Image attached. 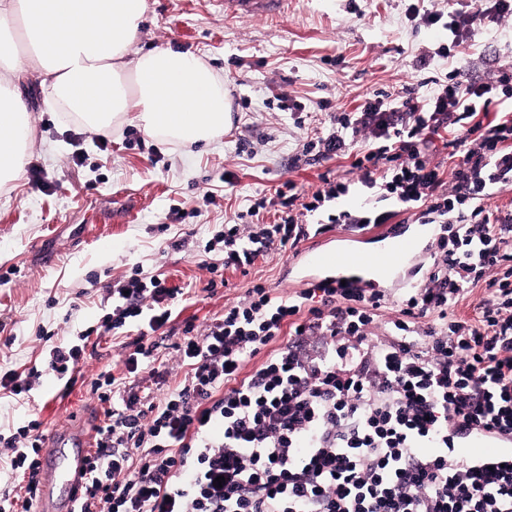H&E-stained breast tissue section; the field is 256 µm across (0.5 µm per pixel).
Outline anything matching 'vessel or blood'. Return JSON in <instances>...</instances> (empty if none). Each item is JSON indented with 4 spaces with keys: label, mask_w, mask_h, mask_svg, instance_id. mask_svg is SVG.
I'll return each mask as SVG.
<instances>
[{
    "label": "vessel or blood",
    "mask_w": 512,
    "mask_h": 512,
    "mask_svg": "<svg viewBox=\"0 0 512 512\" xmlns=\"http://www.w3.org/2000/svg\"><path fill=\"white\" fill-rule=\"evenodd\" d=\"M286 0H221L220 7L229 16L255 13H282ZM382 247L365 252L354 244L340 249L314 245L302 251L303 267L322 275L333 285L347 283L365 293L380 289V280L407 263L420 252V240L408 225H388L380 235ZM94 444L93 432L72 427L57 434L43 459L41 497L47 512H75L74 504L81 496L89 476L88 458ZM496 440L481 435L464 436L456 443V452L467 459L481 458L485 449L496 447Z\"/></svg>",
    "instance_id": "obj_1"
}]
</instances>
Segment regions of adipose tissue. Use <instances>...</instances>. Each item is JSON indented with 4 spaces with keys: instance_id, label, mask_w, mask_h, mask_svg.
I'll return each mask as SVG.
<instances>
[{
    "instance_id": "ef3b65f1",
    "label": "adipose tissue",
    "mask_w": 512,
    "mask_h": 512,
    "mask_svg": "<svg viewBox=\"0 0 512 512\" xmlns=\"http://www.w3.org/2000/svg\"><path fill=\"white\" fill-rule=\"evenodd\" d=\"M145 10L146 0H0V32L28 45L0 62V187L23 165L32 127L20 87L32 74L47 106L96 133L132 121L172 142L223 136L231 102L204 60L134 51Z\"/></svg>"
}]
</instances>
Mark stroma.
<instances>
[{"label":"stroma","mask_w":512,"mask_h":512,"mask_svg":"<svg viewBox=\"0 0 512 512\" xmlns=\"http://www.w3.org/2000/svg\"><path fill=\"white\" fill-rule=\"evenodd\" d=\"M135 47L170 48L201 57L232 100V126L209 145L161 142L135 124L101 135L47 109L37 85L27 90L33 133L21 173L0 190V368H38L28 397L0 394V429L38 421L52 437L71 420L100 424L103 408L90 392L104 373L124 372L123 345L140 334L138 319L112 328L106 287L135 272L167 279L181 293L155 350L167 370L160 394L184 376L172 348L186 327L203 333L225 306L261 283L289 296L315 283L293 265L294 249L258 260L249 273L224 270L225 284L207 291L200 262L213 237L237 214L267 200L286 180L321 187V174L349 176L347 160H297L299 145L330 114L353 112L373 95L415 88L444 77L443 25L409 20V0H287L277 16L229 18L214 0H146ZM433 53L428 67L419 57ZM456 59L486 81L512 67V20L477 27ZM209 188L211 200L200 191ZM137 211L124 223L125 207ZM84 343L72 385L48 369L52 346Z\"/></svg>","instance_id":"obj_1"}]
</instances>
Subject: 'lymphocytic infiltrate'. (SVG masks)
<instances>
[{
  "mask_svg": "<svg viewBox=\"0 0 512 512\" xmlns=\"http://www.w3.org/2000/svg\"><path fill=\"white\" fill-rule=\"evenodd\" d=\"M408 11L429 26L446 22L456 47L477 18L512 17V0ZM511 100L512 68L478 82L457 67L426 100L408 88L331 115L302 154L349 160L388 208L328 222L364 231L406 214L441 224L426 280L394 302L327 282L286 298L254 285L203 334L175 343L187 371L158 397L136 388L152 350L133 340L124 375L90 387L105 410L79 512H512V459L463 464L448 452L452 429L512 438V210L484 205L512 185ZM439 148L452 169L434 161ZM321 182L310 192L286 181L279 221L254 223V205L248 221L225 225L224 263L207 270L244 272L308 239L302 217L352 184L331 172ZM482 283L491 298L458 316ZM111 293L113 328L145 314L154 332L178 290L138 272ZM392 304L397 316L374 338ZM38 428L0 441L21 477L18 493H0V512H30L40 495Z\"/></svg>",
  "mask_w": 512,
  "mask_h": 512,
  "instance_id": "1",
  "label": "lymphocytic infiltrate"
}]
</instances>
